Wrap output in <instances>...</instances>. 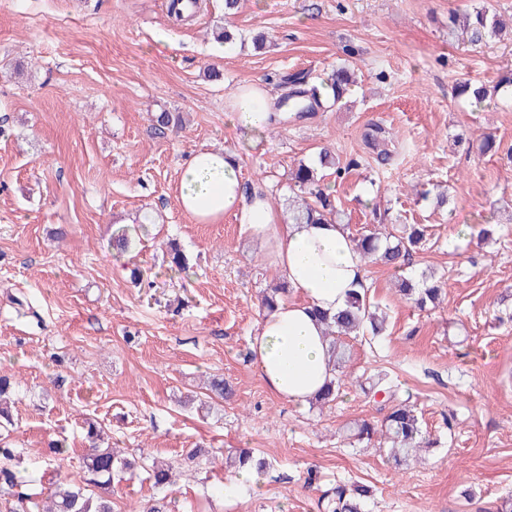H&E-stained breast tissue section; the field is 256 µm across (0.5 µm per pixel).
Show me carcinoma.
Wrapping results in <instances>:
<instances>
[{"instance_id": "carcinoma-1", "label": "carcinoma", "mask_w": 512, "mask_h": 512, "mask_svg": "<svg viewBox=\"0 0 512 512\" xmlns=\"http://www.w3.org/2000/svg\"><path fill=\"white\" fill-rule=\"evenodd\" d=\"M505 27L502 16L482 7L474 15L467 18L463 29L473 43L499 36ZM347 84L346 70L336 69L328 88L331 93H324L317 85H308L305 78L294 75L282 80L286 92L277 102V110L289 112L297 118H305L326 105L338 104ZM512 88V74L502 77L492 88L484 85H473L469 82L459 86V93L467 94L476 102L486 100L490 93H502ZM373 148L377 156L385 160L389 157L388 142L391 138L387 131L375 128L371 134ZM358 166V162L350 160L340 165L336 153L323 148L319 151L315 163L298 164L292 174L293 189L297 190L296 198L289 203L290 219L296 223L323 224L339 222V217L330 202L329 187L321 184L322 172L326 169L336 170V174ZM355 245L366 260L371 264H384L400 269L409 264L413 252L421 248L426 241V229L423 224H406L401 234L392 238L381 237L371 231L353 237ZM433 275L421 274L420 277L402 276L398 281V291L404 300L420 310L426 309L438 299L440 288L431 283ZM325 324V336L335 368H342L348 358L346 345L339 342L342 336H380L385 331V317L379 315L370 302V291L364 294H353L349 297L346 307L333 316L320 315ZM341 387V377L336 376L316 395L314 404L328 406L336 401ZM351 437L366 445H377L388 448L389 457L396 464H401L422 447L430 445L423 430L421 420L413 406L399 402L392 405L379 424L361 420L352 427ZM85 439L89 442L87 453L83 457L82 475L66 477L50 488L48 497L34 499L29 494L18 493L15 471L4 465L0 466V498H6L8 507L5 512H112V476L116 471L131 470L134 464L120 457L112 448H103L97 443L98 432L94 425H88ZM250 465L262 471L267 467L266 459L254 455L249 449H241L224 459V468L239 471ZM154 484L159 488H167L176 483V467L172 464L152 469ZM370 490L363 485L350 488L337 485L328 490L320 500L325 512H363L364 499Z\"/></svg>"}]
</instances>
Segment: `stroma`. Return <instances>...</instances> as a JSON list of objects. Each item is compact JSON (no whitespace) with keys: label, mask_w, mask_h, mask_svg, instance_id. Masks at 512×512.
<instances>
[{"label":"stroma","mask_w":512,"mask_h":512,"mask_svg":"<svg viewBox=\"0 0 512 512\" xmlns=\"http://www.w3.org/2000/svg\"><path fill=\"white\" fill-rule=\"evenodd\" d=\"M199 3L177 24L168 0H0V374L18 384L8 440L21 491L47 488L38 459L52 439L76 474L91 421L138 461L114 479L112 512L163 496L173 512H321L339 482L370 487L365 512H496L512 497V104L458 87L512 72V40L461 41L448 13L506 15L512 0H240L231 15L224 0ZM224 27L237 41L221 50ZM342 65L355 86L313 118L249 139L226 117L239 85L277 96L284 75L318 85ZM162 111L182 127L156 133ZM374 124L398 139L392 164L365 143ZM486 134L496 146L484 153ZM323 147L360 162L327 177L350 233L427 225L405 271L434 273L443 294L418 311L392 270L367 264L386 329L350 340L340 396L319 409L275 397L251 357L277 270L233 217L185 214L176 186L191 152L227 150L284 217L291 169ZM490 223L500 233L479 239ZM122 228L137 233L123 254L112 248ZM173 243L188 270L171 269ZM132 264L141 284L126 277ZM380 372L435 441L424 461L398 466L347 439L385 415L367 394ZM213 375L233 395L204 410ZM195 446L215 465L156 488L153 461L180 463ZM238 448L270 460L258 484L222 469Z\"/></svg>","instance_id":"35a3bbf8"}]
</instances>
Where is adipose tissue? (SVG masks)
<instances>
[{
	"label": "adipose tissue",
	"mask_w": 512,
	"mask_h": 512,
	"mask_svg": "<svg viewBox=\"0 0 512 512\" xmlns=\"http://www.w3.org/2000/svg\"><path fill=\"white\" fill-rule=\"evenodd\" d=\"M230 123L249 134L270 125L274 101L255 85L231 95ZM177 201L198 223L233 216L264 249L287 281L292 299H282L258 322L250 350L265 386L276 397L303 407L333 375L324 324L366 287V263L341 224H283L267 198L248 196L234 154L198 150L185 162Z\"/></svg>",
	"instance_id": "adipose-tissue-1"
}]
</instances>
